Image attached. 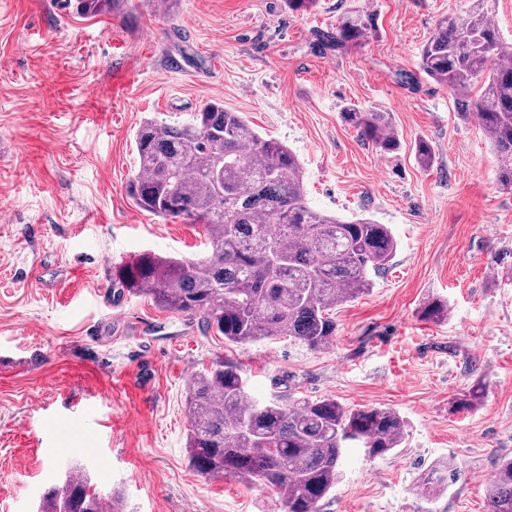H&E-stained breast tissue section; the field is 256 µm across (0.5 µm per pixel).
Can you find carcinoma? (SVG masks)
Here are the masks:
<instances>
[{"label":"carcinoma","mask_w":512,"mask_h":512,"mask_svg":"<svg viewBox=\"0 0 512 512\" xmlns=\"http://www.w3.org/2000/svg\"><path fill=\"white\" fill-rule=\"evenodd\" d=\"M123 0H76L84 16L110 13ZM494 0H475L464 18L440 21L420 51V74L448 88L458 113L475 117L500 161L499 182L512 190V44L493 23ZM377 35L375 15L344 13L325 40L340 51ZM478 91H473L474 84ZM342 119L381 154L401 147L391 114L347 106ZM139 174L129 183L133 203L164 220L199 224L208 240L199 259L147 255L120 280L171 312L199 316L204 332L246 344L286 336L311 350L336 338L331 311L369 291L370 271L397 250L389 225L345 221L312 210L302 166L287 146L261 137L224 104L203 103L193 121H141L134 133ZM224 173L217 181L215 173ZM421 318L440 322L448 305L432 299ZM473 387L458 411L480 403ZM187 453L212 478L229 476L284 493V512H320L342 477L349 442L374 457L400 447L406 422L387 407L348 409L334 398L260 403L247 391L241 366L217 359L193 378L186 399ZM456 470L449 460L421 478L424 498L438 499ZM490 512H512V458L503 457L488 489ZM39 512H124L84 474L45 489Z\"/></svg>","instance_id":"carcinoma-1"}]
</instances>
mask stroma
I'll return each mask as SVG.
<instances>
[{
	"label": "stroma",
	"instance_id": "1",
	"mask_svg": "<svg viewBox=\"0 0 512 512\" xmlns=\"http://www.w3.org/2000/svg\"><path fill=\"white\" fill-rule=\"evenodd\" d=\"M73 3L0 0V512H36L77 468L125 512H283L281 492L188 461L186 393L219 357L259 402L332 397L407 421L385 457L348 449L320 512H489L512 456V191L477 120L419 75L437 22L473 0H130L93 18ZM349 9L376 15V37L326 49L319 33ZM211 99L296 152L309 205L398 242L322 350L233 344L113 286L145 255L205 253L201 226L136 208L127 186L138 124L187 122ZM349 104L390 112L400 150L361 141ZM434 298L447 321L420 319ZM479 384V407L457 411ZM444 457L456 477L427 502L420 479Z\"/></svg>",
	"mask_w": 512,
	"mask_h": 512
}]
</instances>
